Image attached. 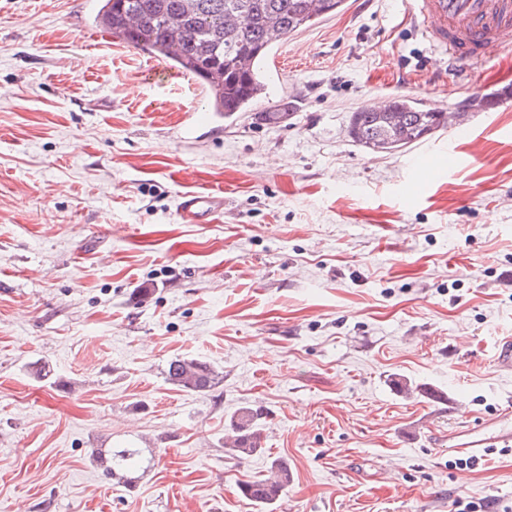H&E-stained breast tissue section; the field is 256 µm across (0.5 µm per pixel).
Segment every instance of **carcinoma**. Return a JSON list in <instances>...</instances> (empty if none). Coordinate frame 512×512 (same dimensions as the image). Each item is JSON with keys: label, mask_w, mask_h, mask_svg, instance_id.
<instances>
[{"label": "carcinoma", "mask_w": 512, "mask_h": 512, "mask_svg": "<svg viewBox=\"0 0 512 512\" xmlns=\"http://www.w3.org/2000/svg\"><path fill=\"white\" fill-rule=\"evenodd\" d=\"M344 0H101L94 21L129 47L165 60L199 80L212 108L224 116L248 112L267 94L262 64L274 47L272 37L286 38L338 13ZM445 127V115L416 99L400 95L384 110L351 114L348 136L367 153L391 154L409 148ZM167 379L190 392H206L221 380L211 363L176 358ZM234 438L225 449L238 459L262 451L260 413L241 407L230 417ZM119 469L139 465L135 452L122 450L113 461ZM271 476L245 482L241 491L260 509H270L288 490L287 465L274 460Z\"/></svg>", "instance_id": "obj_1"}]
</instances>
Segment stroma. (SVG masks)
Returning a JSON list of instances; mask_svg holds the SVG:
<instances>
[{"label":"stroma","instance_id":"35a3bbf8","mask_svg":"<svg viewBox=\"0 0 512 512\" xmlns=\"http://www.w3.org/2000/svg\"><path fill=\"white\" fill-rule=\"evenodd\" d=\"M98 0H0V512H273L512 506V449L474 465L458 426L512 401V53L448 70L409 0H346L284 39L268 97L232 117L94 22ZM490 109L463 111L476 93ZM407 95L457 113L394 154L352 112ZM281 112L282 122L262 119ZM462 162L408 191L417 154ZM228 193L191 224L180 195ZM198 357L221 382L171 384ZM48 363L35 378L33 362ZM243 406L262 450L224 444ZM145 466L112 477V451ZM211 363L197 358H176L168 364L167 379L190 392L211 390L222 379ZM270 472L271 477L247 481L241 487L243 495L261 510H272L270 508L288 490L291 481L288 467L283 462L273 460Z\"/></svg>","mask_w":512,"mask_h":512}]
</instances>
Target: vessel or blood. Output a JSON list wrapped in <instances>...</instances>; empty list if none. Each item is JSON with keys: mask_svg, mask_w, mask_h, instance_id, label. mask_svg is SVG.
I'll use <instances>...</instances> for the list:
<instances>
[{"mask_svg": "<svg viewBox=\"0 0 512 512\" xmlns=\"http://www.w3.org/2000/svg\"><path fill=\"white\" fill-rule=\"evenodd\" d=\"M423 32L448 52L452 69H474L493 49L512 47V0H412ZM224 211V190L204 187L180 197L183 220L208 224ZM512 447V424L490 420L460 428L452 449L474 457L491 448Z\"/></svg>", "mask_w": 512, "mask_h": 512, "instance_id": "obj_1", "label": "vessel or blood"}]
</instances>
